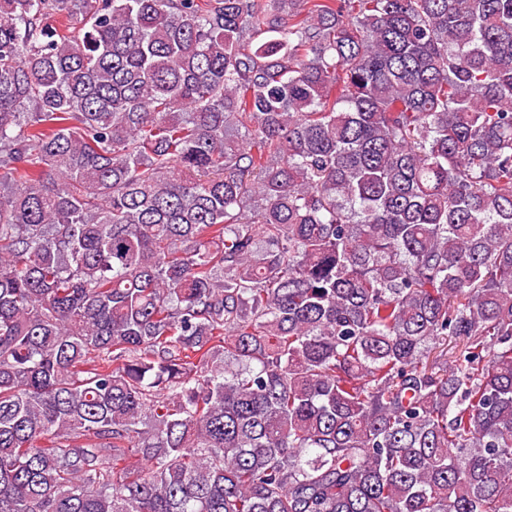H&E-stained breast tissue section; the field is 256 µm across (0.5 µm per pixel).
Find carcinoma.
I'll return each instance as SVG.
<instances>
[{"label": "carcinoma", "mask_w": 512, "mask_h": 512, "mask_svg": "<svg viewBox=\"0 0 512 512\" xmlns=\"http://www.w3.org/2000/svg\"><path fill=\"white\" fill-rule=\"evenodd\" d=\"M0 512H512V0H0Z\"/></svg>", "instance_id": "obj_1"}]
</instances>
